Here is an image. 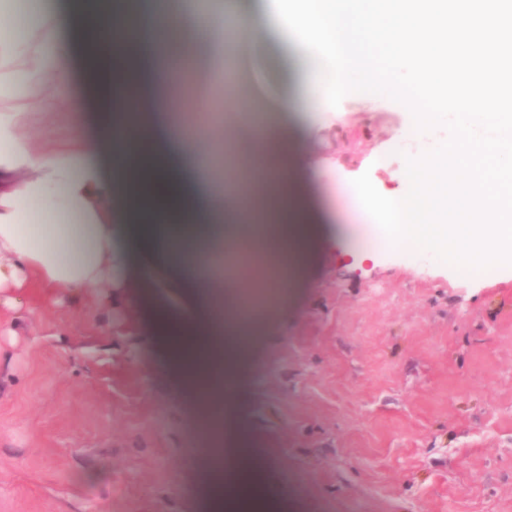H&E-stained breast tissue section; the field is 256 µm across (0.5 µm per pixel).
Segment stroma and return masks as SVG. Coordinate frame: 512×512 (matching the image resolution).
<instances>
[{
    "instance_id": "stroma-1",
    "label": "stroma",
    "mask_w": 512,
    "mask_h": 512,
    "mask_svg": "<svg viewBox=\"0 0 512 512\" xmlns=\"http://www.w3.org/2000/svg\"><path fill=\"white\" fill-rule=\"evenodd\" d=\"M225 54L251 110L319 97L279 41ZM397 101L355 91L298 113L296 183L322 215L303 276L261 326L247 368L254 512H512V271L459 274L440 254L377 248L342 185L406 194V154L448 141L402 131ZM142 271L182 318L202 298ZM42 305L16 337L0 314V512H205L194 414L163 340L122 305Z\"/></svg>"
}]
</instances>
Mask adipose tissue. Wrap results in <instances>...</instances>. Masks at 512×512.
<instances>
[{
  "instance_id": "obj_1",
  "label": "adipose tissue",
  "mask_w": 512,
  "mask_h": 512,
  "mask_svg": "<svg viewBox=\"0 0 512 512\" xmlns=\"http://www.w3.org/2000/svg\"><path fill=\"white\" fill-rule=\"evenodd\" d=\"M459 2L279 0L273 11L227 22L203 6L198 13L211 27L203 38L185 18L161 12L156 0H131L127 12L108 14L106 21H134L135 43L153 76L146 86L125 69H113L111 84L122 89L129 118L116 128L92 92H84L78 107L62 96L91 28L77 0L35 7L33 20L22 28L14 21L13 0H0V305L16 308L36 291L47 299L65 294L77 306L87 288L105 281L114 292L103 297L102 310L129 304L154 331H177L165 346L164 370L193 407L205 487H237L239 512L252 499L245 478L252 442L240 432L233 389L262 320L233 313L218 280L191 317L173 320L154 305L143 282L127 293L128 273L137 254L148 253L158 239L179 271L196 262L209 240L244 238L251 250V287L270 290L277 273L301 276L315 247L316 218L296 187L293 139L267 143L250 123L244 127L249 170L273 190L242 195L237 224H226L216 203L223 188L212 170L223 128L197 122L187 137L163 133L167 113L183 109L170 56L204 64L222 45L245 42L258 52L276 36L290 40L297 56L315 54L330 62L329 94L283 98L276 111L326 110L337 94L359 86L410 109L407 135L450 122L448 147L408 154L404 174L412 193L387 197L378 206L356 185H344L343 192L359 217L378 215L383 247L435 252L473 276L512 264V196L501 194L512 185V80L501 68L512 60V0H474L472 10ZM478 29L495 42L493 54L477 45ZM33 86L43 109L38 127L26 125L24 113L9 107ZM489 112L494 122L486 121ZM92 119L99 139L91 149L85 129ZM57 123L64 141L47 145L44 130ZM172 154L181 156L180 169L169 163ZM147 175L183 223L152 228L139 222V191ZM172 181L178 193H169ZM35 204L60 216V223L30 224Z\"/></svg>"
}]
</instances>
